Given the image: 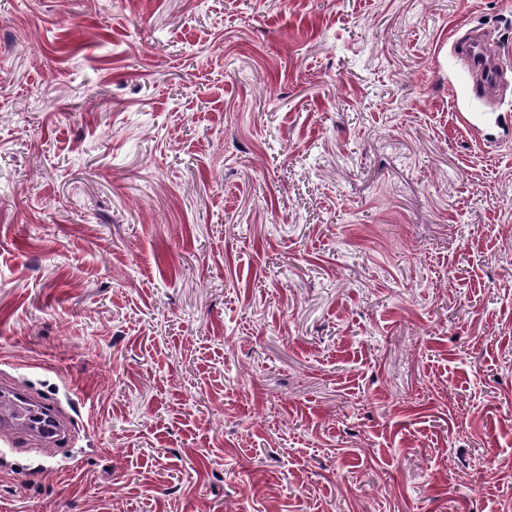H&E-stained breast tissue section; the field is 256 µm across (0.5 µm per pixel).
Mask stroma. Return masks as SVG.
I'll return each mask as SVG.
<instances>
[{
    "instance_id": "1",
    "label": "stroma",
    "mask_w": 512,
    "mask_h": 512,
    "mask_svg": "<svg viewBox=\"0 0 512 512\" xmlns=\"http://www.w3.org/2000/svg\"><path fill=\"white\" fill-rule=\"evenodd\" d=\"M512 0H0V512H512ZM453 46L456 55L474 73L472 92L475 96L486 99L501 89L511 67L499 45L487 36L483 43L465 37L456 38ZM9 406L7 417L0 413V436L8 438V443L22 451L28 445L27 438L13 432V423L21 422L30 434L44 442L56 444L64 439L66 426L58 415L54 399L36 398L30 391L21 389H0V406Z\"/></svg>"
}]
</instances>
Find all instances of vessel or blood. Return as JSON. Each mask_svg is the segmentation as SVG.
Returning <instances> with one entry per match:
<instances>
[{
  "label": "vessel or blood",
  "instance_id": "1",
  "mask_svg": "<svg viewBox=\"0 0 512 512\" xmlns=\"http://www.w3.org/2000/svg\"><path fill=\"white\" fill-rule=\"evenodd\" d=\"M456 55L473 72L472 91L479 98H487L500 90L505 76L512 70L499 45L491 41L478 42L468 38L453 41ZM8 405V415L0 414V436L7 438L15 449L27 445L28 436H36L48 443H57L64 439L66 426L58 415L54 399L34 397L30 391L21 389H0V406ZM22 423L28 430V436L14 433V423Z\"/></svg>",
  "mask_w": 512,
  "mask_h": 512
}]
</instances>
